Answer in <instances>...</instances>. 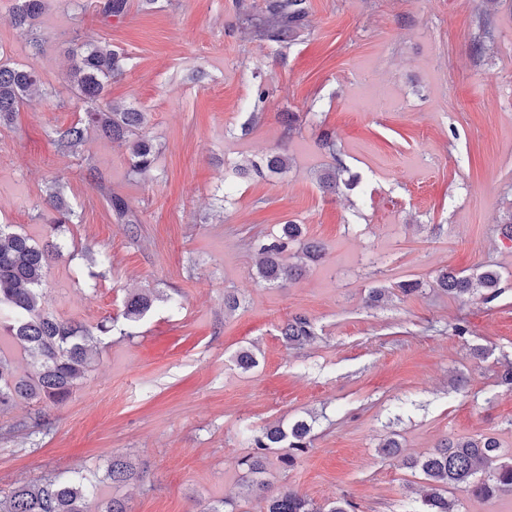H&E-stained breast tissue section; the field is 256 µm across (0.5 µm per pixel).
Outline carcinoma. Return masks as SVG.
<instances>
[{
	"label": "carcinoma",
	"instance_id": "carcinoma-1",
	"mask_svg": "<svg viewBox=\"0 0 512 512\" xmlns=\"http://www.w3.org/2000/svg\"><path fill=\"white\" fill-rule=\"evenodd\" d=\"M95 11L104 20L124 17L128 0H97ZM45 10V0H14L11 22L33 35V49L42 50V39L33 34V22ZM308 14L306 0H266L258 11H246L243 28L254 37L281 44L295 40ZM75 62L69 80L78 100L88 105L84 117L54 129V141L67 152L83 144L89 127L94 126L114 142L128 144L129 170L144 175L156 164L160 149L145 132L147 113L132 106H117L104 101V91L112 80L122 76L127 57L112 45L100 41L96 33L86 34L73 50ZM41 81L36 70L19 66L0 57V125H8L27 97L39 90ZM267 90L257 85L252 97L248 122L261 115ZM258 172L283 174L288 171V154L283 151L266 155L252 164ZM343 166H332L318 176L319 184L333 192L348 186L342 179ZM64 177L56 176L46 186L43 201L55 213L53 222L45 225V240L37 243L31 236L0 225V411L11 409L19 400L38 404L37 425L49 424L47 411L64 405L83 384L94 362L96 334L114 330L116 319L109 318L92 331L71 319L56 316L46 309L44 288L49 263L63 256L57 242L65 224L74 223L76 214L64 195ZM110 215L119 224H138L140 220L119 195L108 196ZM302 227L290 221L280 225L278 234L259 246L256 275L260 282L273 286L302 276L305 264L285 261L288 250L300 245L302 258L315 262L322 256L321 247L301 243ZM500 273L488 268L479 274L463 275L443 270L437 284L455 296L474 295L486 290L483 301L497 296ZM156 296L133 293L125 297L121 316L126 327L119 334L136 335L134 327L151 309ZM283 341L293 347L303 346L315 338L308 317L295 314L281 327ZM10 343L30 359L31 369L19 373L12 360L6 358L1 346ZM312 427L304 420L290 426L268 425L246 438L252 453L238 460L242 479L257 494L260 512H354V505L344 499L325 506L315 504L300 492L274 490L266 479L269 456L280 467L289 469L312 447ZM408 465L416 468L429 485L425 496L427 512H459L456 501L448 497L450 490L463 488L471 495L491 499L512 495V454L501 450L492 437L446 439L434 451L413 458ZM105 479L113 484L140 481L122 455L112 456ZM97 478L85 475L54 476L39 481L20 482L0 494V512H91L90 488Z\"/></svg>",
	"mask_w": 512,
	"mask_h": 512
}]
</instances>
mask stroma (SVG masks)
Here are the masks:
<instances>
[{"label":"stroma","instance_id":"1","mask_svg":"<svg viewBox=\"0 0 512 512\" xmlns=\"http://www.w3.org/2000/svg\"><path fill=\"white\" fill-rule=\"evenodd\" d=\"M264 2L130 0L123 19L105 21L49 0L34 25L38 54L8 21L12 0H0V49L45 88L0 126V224L40 236L52 218L44 187L65 174L77 219L46 270L48 310L93 328L127 293L157 296L135 337H101L51 426L34 427L25 400L0 414V489L101 475L121 453L145 483L105 482L98 495L132 512H201L221 498L258 512L236 466L249 453L244 433L304 420L313 447L276 471L275 487L320 505L344 498L355 512H424V480L407 458L446 437L512 448V386L499 379L512 363V240L500 232L512 209V0L488 16L483 0H308L304 28L281 47L237 27L241 9ZM88 30L130 58L108 98L147 112L161 149L147 176L131 177L127 145L96 132L75 155L52 141L80 116L65 37ZM258 83L268 97L245 133ZM286 110L299 116L288 139ZM326 131L335 151L320 144ZM282 146L286 174L238 179L216 206L226 170ZM337 162L352 189L322 191L317 175ZM109 192L139 224L110 217ZM289 220L323 256L270 288L254 276L255 241ZM487 267L502 274L489 304L435 283L444 269ZM407 280L419 292L403 295ZM374 288L389 298L369 302ZM228 293L236 311L224 309ZM296 313L316 338L291 348L280 328ZM244 348L258 360L246 373L234 362ZM390 436L393 457L379 450Z\"/></svg>","mask_w":512,"mask_h":512}]
</instances>
